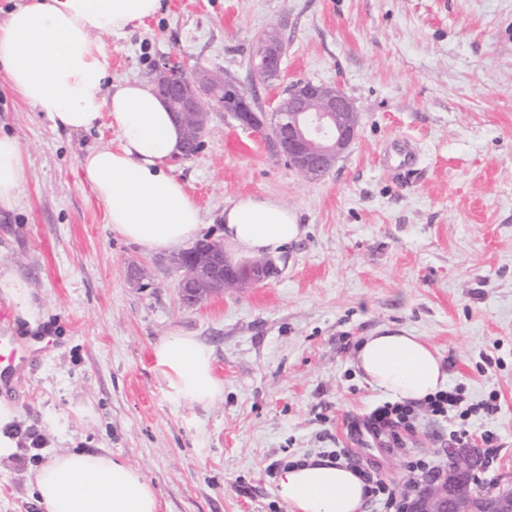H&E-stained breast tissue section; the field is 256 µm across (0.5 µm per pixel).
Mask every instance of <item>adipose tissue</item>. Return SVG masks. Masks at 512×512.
<instances>
[{
    "label": "adipose tissue",
    "mask_w": 512,
    "mask_h": 512,
    "mask_svg": "<svg viewBox=\"0 0 512 512\" xmlns=\"http://www.w3.org/2000/svg\"><path fill=\"white\" fill-rule=\"evenodd\" d=\"M160 0H19L0 21V73L10 89L56 127L81 132L107 119L117 142L103 141L79 160L85 182L106 207L114 231L145 251L174 249L200 232L199 207L172 173L183 133L153 86L113 81L101 38L123 35L153 17ZM24 179L20 143L0 134V211L14 210ZM304 232L287 206L244 196L224 208V242L241 254H276ZM0 294L29 329L42 316L27 280L0 275ZM168 394L200 405L224 392L213 352L175 331L154 348ZM364 379L393 400L418 403L443 390L448 375L420 336L384 330L356 349ZM32 486L46 512H159L154 489L111 453L67 452L34 469ZM277 493L291 512H363L366 482L346 465L314 457L281 468Z\"/></svg>",
    "instance_id": "adipose-tissue-1"
}]
</instances>
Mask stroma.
<instances>
[{"label": "stroma", "instance_id": "35a3bbf8", "mask_svg": "<svg viewBox=\"0 0 512 512\" xmlns=\"http://www.w3.org/2000/svg\"><path fill=\"white\" fill-rule=\"evenodd\" d=\"M273 28L283 59L267 85L249 58ZM102 41L113 80L149 81L173 56L250 87L266 113L295 80L340 87L358 135L309 181L213 113L200 150L172 161L201 237L223 241L224 207L246 195L288 206L305 233L275 256L273 278L186 309L169 253L114 232L82 178L80 158L116 132L56 128L0 76V133L19 141L25 169L18 207L0 215V271L24 277L43 311L33 332L17 314L0 321L26 352L5 394L17 448L0 460V512H46L31 469L103 448L141 471L159 512H290L275 470L344 448L401 496L407 460L447 466L460 427L476 477L512 483V0H161ZM398 138L419 150L404 178L384 162ZM385 328L425 337L448 386L469 404L497 392V412L418 410L399 448L357 432L386 397L354 350ZM175 330L214 350L224 392L211 405L167 394L153 348Z\"/></svg>", "mask_w": 512, "mask_h": 512}]
</instances>
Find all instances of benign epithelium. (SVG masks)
<instances>
[{
  "label": "benign epithelium",
  "mask_w": 512,
  "mask_h": 512,
  "mask_svg": "<svg viewBox=\"0 0 512 512\" xmlns=\"http://www.w3.org/2000/svg\"><path fill=\"white\" fill-rule=\"evenodd\" d=\"M281 60L279 38L271 31L250 67L256 78L274 81L280 76ZM152 84L181 127L187 154L202 142L212 113L224 108L231 110L242 126L264 134L263 123L255 120V98L250 89L224 77L220 70L189 67L164 58L153 68ZM272 116L287 117L279 122V156L308 179L325 177L358 134L359 114L352 100L338 87L307 79L291 83L278 96ZM170 263L181 272L178 296L186 308L222 296L230 286L245 288L263 282L275 271L272 261H257L253 276L241 280L222 245L197 258L182 251L173 255ZM448 457L452 465L441 477L412 486L409 512H512L511 487L488 496L473 476L468 453L450 448Z\"/></svg>",
  "instance_id": "7a95c632"
}]
</instances>
